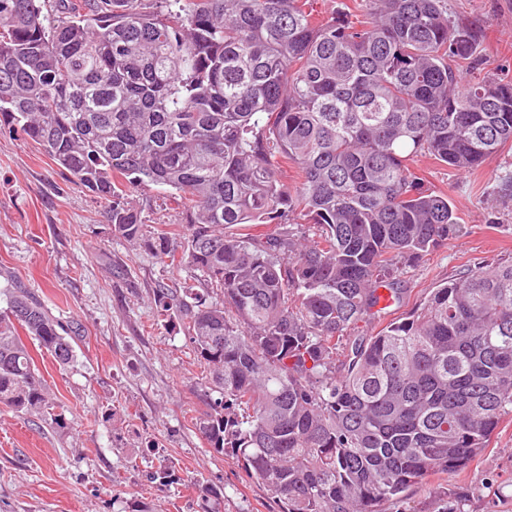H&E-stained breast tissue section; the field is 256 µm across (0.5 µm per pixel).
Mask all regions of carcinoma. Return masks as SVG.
Wrapping results in <instances>:
<instances>
[{"label": "carcinoma", "instance_id": "cac0c4a2", "mask_svg": "<svg viewBox=\"0 0 512 512\" xmlns=\"http://www.w3.org/2000/svg\"><path fill=\"white\" fill-rule=\"evenodd\" d=\"M313 3L0 0V127L107 202L113 233L199 272L204 287H160L154 304L206 369L194 425L210 447L279 512H384L467 468L512 414V260L359 331L460 231L418 158L465 172L512 143V81L461 82L479 32L445 0L322 21ZM150 186L174 191L182 233L145 237L131 195ZM0 294V406L59 425L29 345L65 369L81 327L19 276ZM197 490L215 512L221 491Z\"/></svg>", "mask_w": 512, "mask_h": 512}]
</instances>
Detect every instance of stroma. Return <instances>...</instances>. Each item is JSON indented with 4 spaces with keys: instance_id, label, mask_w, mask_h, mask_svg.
<instances>
[{
    "instance_id": "1",
    "label": "stroma",
    "mask_w": 512,
    "mask_h": 512,
    "mask_svg": "<svg viewBox=\"0 0 512 512\" xmlns=\"http://www.w3.org/2000/svg\"><path fill=\"white\" fill-rule=\"evenodd\" d=\"M452 18L481 32L464 81L512 79V0H448ZM425 181L454 201L461 230L405 276L404 319L430 288L480 262L512 258V144L480 169L454 172L419 161ZM144 232L175 229L180 210L164 187L134 193ZM105 204L62 174L41 147L0 130V286L23 277L49 312L83 327L76 361L62 369L34 359L66 419L58 427L0 408V512H125L146 499L156 512H197L194 483L220 488L218 512H279L231 454L193 428L204 412L202 366L185 331L158 319L156 288L193 282V268L161 263L114 235ZM173 471L162 487L150 476ZM466 512H512V415L481 458L458 475L436 476L386 512H442L448 494Z\"/></svg>"
}]
</instances>
